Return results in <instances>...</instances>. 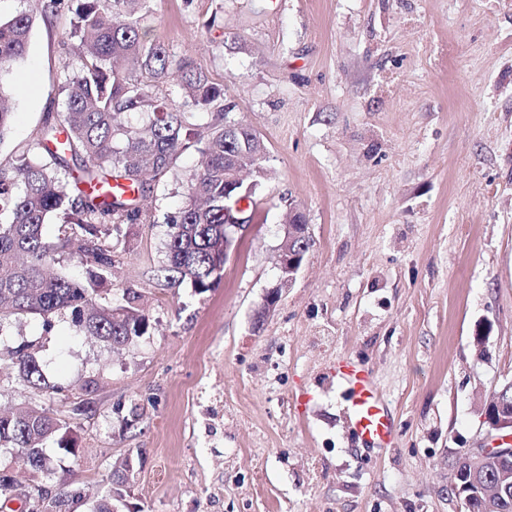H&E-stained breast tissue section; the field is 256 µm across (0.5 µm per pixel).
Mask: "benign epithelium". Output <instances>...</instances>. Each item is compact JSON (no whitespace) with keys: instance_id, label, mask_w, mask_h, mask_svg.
Instances as JSON below:
<instances>
[{"instance_id":"1","label":"benign epithelium","mask_w":512,"mask_h":512,"mask_svg":"<svg viewBox=\"0 0 512 512\" xmlns=\"http://www.w3.org/2000/svg\"><path fill=\"white\" fill-rule=\"evenodd\" d=\"M236 216L225 225L224 232V258L236 248L238 241L246 231L252 216L239 209L235 210ZM311 236L309 225H301V230L293 229L286 225L283 241L279 248V282L277 289L267 297L264 311H270L280 297L281 289L292 285L295 276L302 266L300 256L290 251L291 241L300 237ZM483 423L488 432L495 434L491 443L480 444L467 449L464 457L466 468L464 475L467 481L460 489H454V495L462 506L469 503L467 489L478 491L479 497L484 501L485 512H500V509L490 506V499L494 495H500L506 491L508 485H512V413L502 411L501 402L488 405L482 413Z\"/></svg>"}]
</instances>
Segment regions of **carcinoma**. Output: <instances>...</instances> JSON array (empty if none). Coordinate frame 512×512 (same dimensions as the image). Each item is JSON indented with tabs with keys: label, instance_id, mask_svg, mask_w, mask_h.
Listing matches in <instances>:
<instances>
[{
	"label": "carcinoma",
	"instance_id": "1",
	"mask_svg": "<svg viewBox=\"0 0 512 512\" xmlns=\"http://www.w3.org/2000/svg\"><path fill=\"white\" fill-rule=\"evenodd\" d=\"M75 5L70 38L78 42L81 65L64 67L60 111L45 119L32 148L7 168L0 167V323L31 318L52 325L68 312L77 332L114 349L132 345L150 328L132 288L113 297L105 287L112 271V231L119 224H136V201L173 173L177 159L196 153L200 165L186 177L185 200L168 217L159 271L165 286H188L201 294L224 276L226 212L242 200L257 205L256 189L269 178L264 145L254 130L240 122L224 124V88L210 80L187 58H175L156 42L145 39L148 0H69ZM64 0H34L33 7L10 19H0V75L26 54L36 14L55 13ZM175 78L186 106L208 110L210 133L201 137L194 113L174 111L156 98L153 84ZM18 91L0 82V142L11 123L7 94ZM148 116L141 126L125 122L127 114ZM86 189L72 195L69 179ZM65 212L68 233L58 242L45 234L51 218ZM70 252L86 267L83 280L49 275L59 250ZM19 381L27 388L55 390L42 363L27 347L8 352ZM75 454L69 426L44 411L29 409L0 416V454H17L32 473L52 472L47 443ZM141 453H129L109 477L107 495L91 512H117L137 470ZM13 477L0 465V509L12 500ZM67 490L50 498L37 492L34 510L62 512L68 502L84 499L83 489L69 480Z\"/></svg>",
	"mask_w": 512,
	"mask_h": 512
}]
</instances>
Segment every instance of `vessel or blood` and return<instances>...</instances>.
<instances>
[{
    "instance_id": "b4317fda",
    "label": "vessel or blood",
    "mask_w": 512,
    "mask_h": 512,
    "mask_svg": "<svg viewBox=\"0 0 512 512\" xmlns=\"http://www.w3.org/2000/svg\"><path fill=\"white\" fill-rule=\"evenodd\" d=\"M336 378L347 396L351 431L370 449L395 447V417L370 369L345 359L336 365Z\"/></svg>"
}]
</instances>
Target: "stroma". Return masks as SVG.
<instances>
[{
  "instance_id": "stroma-1",
  "label": "stroma",
  "mask_w": 512,
  "mask_h": 512,
  "mask_svg": "<svg viewBox=\"0 0 512 512\" xmlns=\"http://www.w3.org/2000/svg\"><path fill=\"white\" fill-rule=\"evenodd\" d=\"M73 18L37 17L0 78L20 88L1 167L58 110ZM149 24L223 85L272 175L205 293L154 275L196 154L113 234V292L139 291L151 322L131 347L67 314L0 326V350L29 346L61 387L1 372L0 413L46 411L79 447L41 485L59 494L70 469L102 495L138 449L121 512H463L450 465L512 381V0H149ZM293 209L314 245L260 322ZM343 357L373 371L396 447L355 444L328 378Z\"/></svg>"
}]
</instances>
